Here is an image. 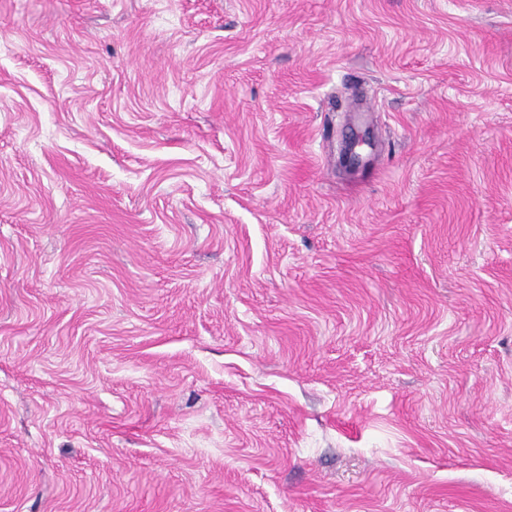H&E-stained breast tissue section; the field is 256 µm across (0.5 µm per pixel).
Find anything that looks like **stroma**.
<instances>
[{
  "instance_id": "35a3bbf8",
  "label": "stroma",
  "mask_w": 512,
  "mask_h": 512,
  "mask_svg": "<svg viewBox=\"0 0 512 512\" xmlns=\"http://www.w3.org/2000/svg\"><path fill=\"white\" fill-rule=\"evenodd\" d=\"M0 512H512V0H0Z\"/></svg>"
}]
</instances>
